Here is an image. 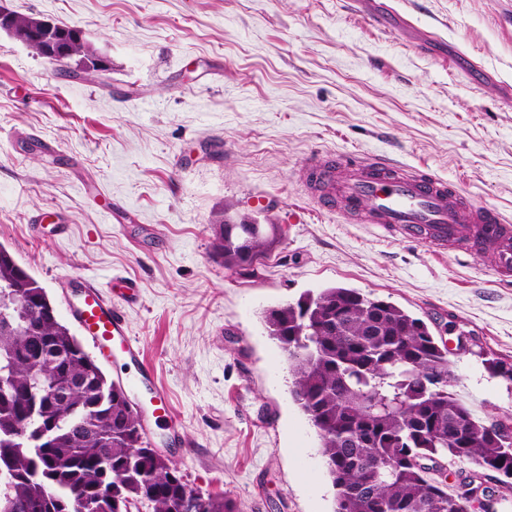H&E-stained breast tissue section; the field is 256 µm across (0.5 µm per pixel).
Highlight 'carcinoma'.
<instances>
[{"label":"carcinoma","instance_id":"obj_1","mask_svg":"<svg viewBox=\"0 0 512 512\" xmlns=\"http://www.w3.org/2000/svg\"><path fill=\"white\" fill-rule=\"evenodd\" d=\"M30 45L65 71L91 76L98 57L67 45L69 27ZM215 256L227 269L261 263L274 224H233L220 210ZM0 245V512H67L84 499L109 512H239L207 493L189 507L178 465L142 449L124 388L111 381L32 276ZM269 336L288 357L289 392L320 438L335 490L333 512H466L447 476L424 460L466 462L512 489V444L448 391V350L394 303L349 288L306 292L267 311ZM42 424L52 444L39 441Z\"/></svg>","mask_w":512,"mask_h":512}]
</instances>
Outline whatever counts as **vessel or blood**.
Masks as SVG:
<instances>
[{
    "mask_svg": "<svg viewBox=\"0 0 512 512\" xmlns=\"http://www.w3.org/2000/svg\"><path fill=\"white\" fill-rule=\"evenodd\" d=\"M322 207H338L353 224H380L388 232L421 239L434 252L461 246L492 254L499 276L512 277V219L474 206L457 185L427 170L385 156L316 154L301 173ZM69 312L97 349L119 346L149 383L152 365L131 339L122 312L93 283H84Z\"/></svg>",
    "mask_w": 512,
    "mask_h": 512,
    "instance_id": "vessel-or-blood-1",
    "label": "vessel or blood"
}]
</instances>
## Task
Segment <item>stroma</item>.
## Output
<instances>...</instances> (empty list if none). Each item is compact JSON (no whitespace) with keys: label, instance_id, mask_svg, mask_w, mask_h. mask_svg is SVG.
<instances>
[{"label":"stroma","instance_id":"stroma-1","mask_svg":"<svg viewBox=\"0 0 512 512\" xmlns=\"http://www.w3.org/2000/svg\"><path fill=\"white\" fill-rule=\"evenodd\" d=\"M0 0L80 28L107 62L60 73L0 31V245L64 324L71 285L108 289L169 393L145 436L242 512H333L320 440L264 313L352 288L423 319L449 390L512 424V281L483 254L347 223L300 176L311 154L384 155L512 218V0ZM277 225L253 273L213 255L214 212ZM134 292L110 286L113 277Z\"/></svg>","mask_w":512,"mask_h":512}]
</instances>
